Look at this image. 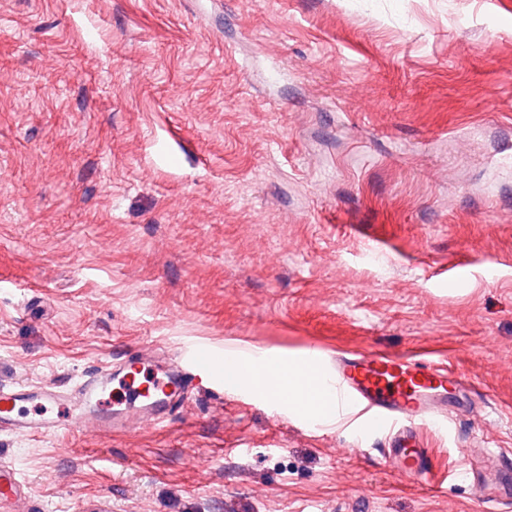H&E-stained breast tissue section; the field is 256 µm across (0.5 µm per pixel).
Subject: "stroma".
I'll list each match as a JSON object with an SVG mask.
<instances>
[{
  "label": "stroma",
  "instance_id": "1",
  "mask_svg": "<svg viewBox=\"0 0 512 512\" xmlns=\"http://www.w3.org/2000/svg\"><path fill=\"white\" fill-rule=\"evenodd\" d=\"M312 345L468 377L418 432L441 487L199 384L0 435L22 512H512V0H0V386Z\"/></svg>",
  "mask_w": 512,
  "mask_h": 512
}]
</instances>
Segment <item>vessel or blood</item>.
Here are the masks:
<instances>
[{"mask_svg":"<svg viewBox=\"0 0 512 512\" xmlns=\"http://www.w3.org/2000/svg\"><path fill=\"white\" fill-rule=\"evenodd\" d=\"M223 350L197 347L185 358L161 369L163 387L151 392L143 375L149 359L140 354L105 362L68 390L45 384H16L0 388V433L30 438L55 434L59 424L55 406L72 410L69 426L81 433L112 434L135 423L130 406L154 419H164L173 406L189 394L198 378L208 377L216 391H223ZM306 372L324 379V401L331 416L352 412L362 418L370 434L387 435L390 455L420 482H438L417 440L424 424L445 423L448 403L470 387L469 380L445 365L407 353L375 351L353 353L326 363L317 349L304 356ZM28 493L16 468L0 465V502L19 500Z\"/></svg>","mask_w":512,"mask_h":512,"instance_id":"1","label":"vessel or blood"}]
</instances>
